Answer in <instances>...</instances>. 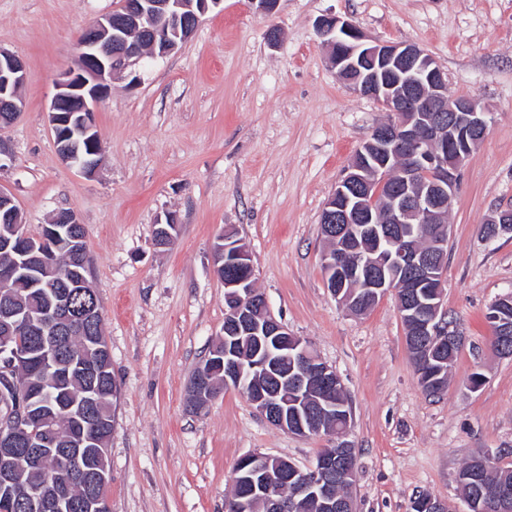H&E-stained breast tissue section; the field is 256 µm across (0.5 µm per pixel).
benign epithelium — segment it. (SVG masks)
<instances>
[{
    "mask_svg": "<svg viewBox=\"0 0 512 512\" xmlns=\"http://www.w3.org/2000/svg\"><path fill=\"white\" fill-rule=\"evenodd\" d=\"M221 4L223 0H119L112 13L87 27L77 43L79 65L57 81L48 107L59 156L86 174L93 171L98 159L78 160L74 143L83 137L91 153L100 155L92 106L110 89L112 75L137 63L144 44L156 40L161 30L175 37L164 44L160 55L176 50L190 39L202 18ZM316 30L334 48L332 65L338 76L389 114L357 150L323 210L322 235L331 244L323 255L327 287L345 303L346 284L354 282L373 304L394 287L386 275L392 269L403 276L409 289L425 285L433 289L424 300L408 291L398 298L406 340L418 355L441 351L445 343L450 349L459 348L462 336L448 321L443 306L448 200L455 193L464 160L485 137L492 113L475 95L448 99L444 73L415 44H369L355 25L332 14L322 17ZM24 80L23 61L0 49V128L14 123L24 111L19 95ZM382 194L388 200V211L381 226L371 207ZM0 213L4 223L11 225L9 234L0 238L5 250L22 242L24 255L32 259L56 235L55 228L45 225L40 235L30 236L12 198L4 193H0ZM395 224L426 225L431 248H418L393 228ZM360 237L379 247L364 257H354ZM215 255L217 268L224 269L219 274L226 307L224 386L240 390L268 422L295 435L321 433L317 413L336 412L340 419V426L331 430L332 447L323 449L306 469L263 454L241 458L232 477L234 512H296L300 504L317 512H354L352 498L336 495V482L353 477L347 441L351 411L336 402V391L343 389L340 377L275 317L254 288L249 253L233 233L224 232ZM0 307V402L6 405L0 412V504L11 505L21 471L49 458L56 474L82 481L87 492L74 500L46 482L29 489L32 507L39 512H104L108 502L98 489L110 478L108 448L88 430L97 419L94 391L82 403L62 407L75 424V433L64 447L55 427L44 424L20 402L19 391L27 367L32 376L57 377L71 369L95 372L93 353L109 351L106 338L98 340L93 352L35 358L29 350L10 345V338L29 325L26 308L2 290ZM487 320L501 342L512 338V326L495 311L487 312ZM243 339L254 345L247 359L236 347ZM204 381L206 369L201 365L191 392L208 401L213 394L205 393ZM489 499L496 512H512V489L494 488Z\"/></svg>",
    "mask_w": 512,
    "mask_h": 512,
    "instance_id": "1",
    "label": "benign epithelium"
}]
</instances>
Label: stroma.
Listing matches in <instances>:
<instances>
[{
    "mask_svg": "<svg viewBox=\"0 0 512 512\" xmlns=\"http://www.w3.org/2000/svg\"><path fill=\"white\" fill-rule=\"evenodd\" d=\"M116 5L0 0V48L26 70L25 109L0 131L10 155L0 192L31 233L68 208L85 228L116 384L111 512H224L243 456L304 468L330 444L268 423L232 387L201 409L189 404L195 369L224 335L213 245L227 230L246 246L276 317L342 380L356 512H411L422 493L463 512V464L487 451L512 463V357L492 349L486 320L512 293V234L482 232L512 206V0H278L270 14L224 0L180 48L114 76L93 112L103 153L88 175L60 158L47 108L77 66L79 36ZM327 14L370 40L418 45L449 96H478L493 114L448 206L444 306L464 343L436 396L417 383L395 291L356 315L326 286L322 210L387 118L338 77L315 32ZM170 216L175 241L157 246L154 227ZM475 372L484 383L473 392Z\"/></svg>",
    "mask_w": 512,
    "mask_h": 512,
    "instance_id": "stroma-1",
    "label": "stroma"
}]
</instances>
